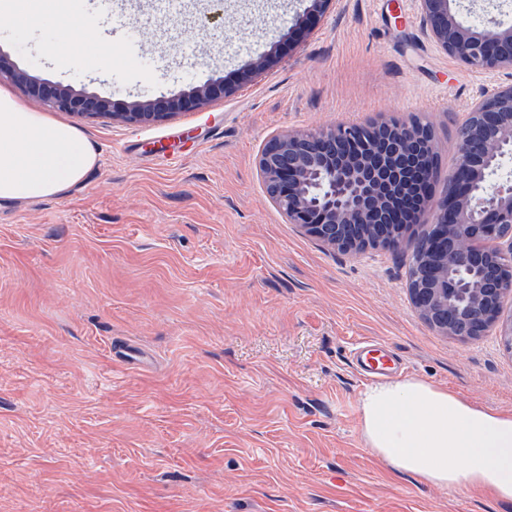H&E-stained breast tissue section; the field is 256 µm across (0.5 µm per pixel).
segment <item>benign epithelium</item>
<instances>
[{
    "mask_svg": "<svg viewBox=\"0 0 512 512\" xmlns=\"http://www.w3.org/2000/svg\"><path fill=\"white\" fill-rule=\"evenodd\" d=\"M426 30L446 52L479 70H512V25L490 18L466 24L452 0H417ZM27 97L80 118L128 125L161 122L229 95L224 82L132 101L112 100L42 79L0 51V78ZM433 129L415 119L337 125L278 133L258 158L271 200L290 224L320 242L355 253L399 248L412 224H428L422 271L407 290L419 315L446 336L474 339L494 329L512 352V179L501 176L512 159V83L474 103L460 126L457 163L436 200Z\"/></svg>",
    "mask_w": 512,
    "mask_h": 512,
    "instance_id": "benign-epithelium-1",
    "label": "benign epithelium"
}]
</instances>
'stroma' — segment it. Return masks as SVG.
<instances>
[{"instance_id": "stroma-1", "label": "stroma", "mask_w": 512, "mask_h": 512, "mask_svg": "<svg viewBox=\"0 0 512 512\" xmlns=\"http://www.w3.org/2000/svg\"><path fill=\"white\" fill-rule=\"evenodd\" d=\"M113 2L59 4L96 55H47L69 34L40 16L0 14V48L117 106L216 79L236 91L137 126L40 105L99 164L62 197L0 200V512H512L391 474L360 437L363 338L512 410L498 336L441 335L411 305L427 225L400 250L334 249L286 221L256 168L282 131L417 118L443 196L464 115L512 71L446 53L416 0ZM132 53L140 67L115 66Z\"/></svg>"}]
</instances>
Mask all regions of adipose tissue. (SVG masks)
<instances>
[{
	"label": "adipose tissue",
	"instance_id": "adipose-tissue-1",
	"mask_svg": "<svg viewBox=\"0 0 512 512\" xmlns=\"http://www.w3.org/2000/svg\"><path fill=\"white\" fill-rule=\"evenodd\" d=\"M97 163L81 130L0 89V199L60 197ZM358 411L366 447L392 474L512 502V411L486 409L417 376L367 386Z\"/></svg>",
	"mask_w": 512,
	"mask_h": 512
}]
</instances>
